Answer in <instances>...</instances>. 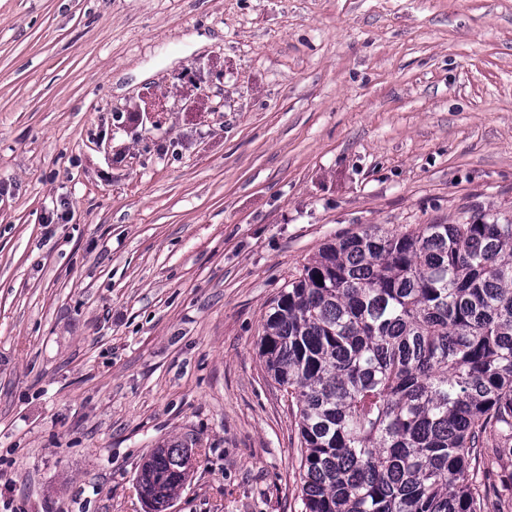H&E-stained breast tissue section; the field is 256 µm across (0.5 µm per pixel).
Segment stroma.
<instances>
[{"instance_id": "obj_1", "label": "stroma", "mask_w": 512, "mask_h": 512, "mask_svg": "<svg viewBox=\"0 0 512 512\" xmlns=\"http://www.w3.org/2000/svg\"><path fill=\"white\" fill-rule=\"evenodd\" d=\"M512 216V0H0V512H300L258 353L323 244ZM189 448L181 443L154 448L144 458L136 481L149 512H165L190 475Z\"/></svg>"}]
</instances>
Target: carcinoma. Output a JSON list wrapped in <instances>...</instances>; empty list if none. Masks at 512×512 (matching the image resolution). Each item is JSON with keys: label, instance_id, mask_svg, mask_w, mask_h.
<instances>
[{"label": "carcinoma", "instance_id": "obj_1", "mask_svg": "<svg viewBox=\"0 0 512 512\" xmlns=\"http://www.w3.org/2000/svg\"><path fill=\"white\" fill-rule=\"evenodd\" d=\"M296 407L301 512H504L512 456V218L374 228L325 244L272 303L258 343ZM189 448L136 481L166 512Z\"/></svg>", "mask_w": 512, "mask_h": 512}]
</instances>
